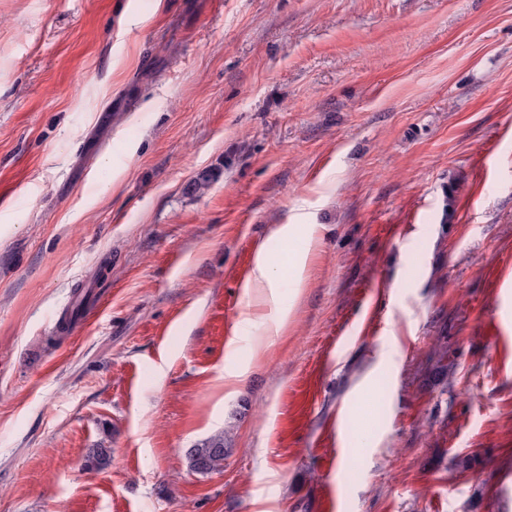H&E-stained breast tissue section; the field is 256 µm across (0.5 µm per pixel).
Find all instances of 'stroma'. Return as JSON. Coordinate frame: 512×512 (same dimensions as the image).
I'll use <instances>...</instances> for the list:
<instances>
[{
    "instance_id": "1",
    "label": "stroma",
    "mask_w": 512,
    "mask_h": 512,
    "mask_svg": "<svg viewBox=\"0 0 512 512\" xmlns=\"http://www.w3.org/2000/svg\"><path fill=\"white\" fill-rule=\"evenodd\" d=\"M499 326L512 0H0V512H512ZM317 225L315 224H279L271 233L270 237L279 240L291 241L298 235H305L309 242V247L303 252H294L288 256L289 265L294 269L296 274L302 275L305 272L307 260L315 242V232ZM243 288L245 295L249 297L252 293L258 292L264 294L270 302L276 303L278 277L262 247L256 252L252 274ZM229 453L228 448H224V435L217 433L207 439L196 448H191L186 458L189 467L200 474H208L220 471L224 467V459Z\"/></svg>"
}]
</instances>
